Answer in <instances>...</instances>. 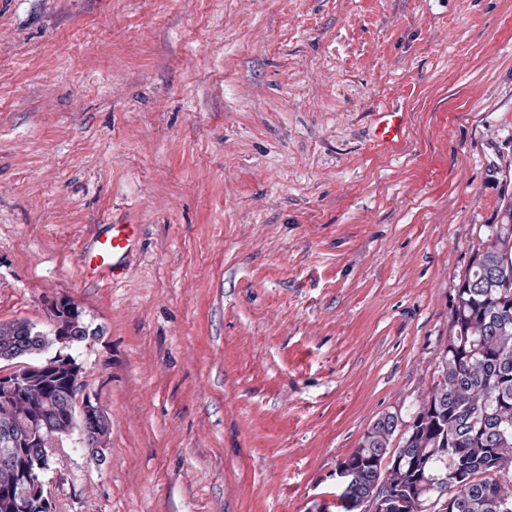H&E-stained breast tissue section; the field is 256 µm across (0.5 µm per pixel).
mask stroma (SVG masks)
<instances>
[{
  "instance_id": "obj_1",
  "label": "stroma",
  "mask_w": 512,
  "mask_h": 512,
  "mask_svg": "<svg viewBox=\"0 0 512 512\" xmlns=\"http://www.w3.org/2000/svg\"><path fill=\"white\" fill-rule=\"evenodd\" d=\"M509 165L512 0H0V320L76 304L112 419L44 474L56 512H340L337 464L438 379ZM375 138L382 145L400 148L404 143L405 118L403 112L387 108L378 110ZM132 234L130 224L113 225L112 232L97 241L89 265L94 263L95 267L93 269L102 272L112 270V275L115 276V270L121 265L122 259L128 250Z\"/></svg>"
}]
</instances>
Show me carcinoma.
Instances as JSON below:
<instances>
[{
	"instance_id": "1",
	"label": "carcinoma",
	"mask_w": 512,
	"mask_h": 512,
	"mask_svg": "<svg viewBox=\"0 0 512 512\" xmlns=\"http://www.w3.org/2000/svg\"><path fill=\"white\" fill-rule=\"evenodd\" d=\"M486 224L454 289L440 380L409 419L386 413L338 463L344 512H512V198ZM56 337L24 320L0 321V356H36ZM70 374L47 373L0 394V512H53L36 497L42 472L74 430L108 445L112 420L82 421L66 405ZM23 431L35 447L10 442ZM398 445H393V442Z\"/></svg>"
}]
</instances>
